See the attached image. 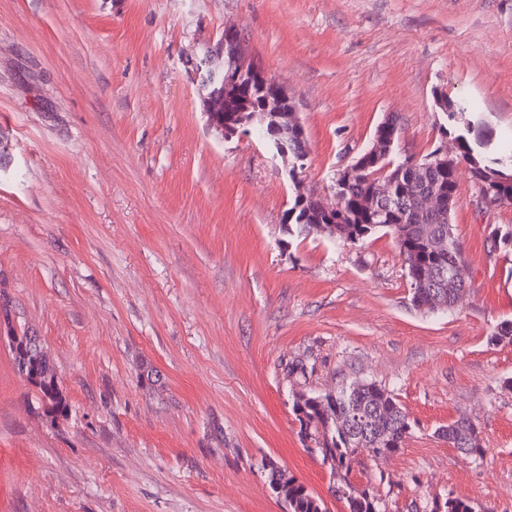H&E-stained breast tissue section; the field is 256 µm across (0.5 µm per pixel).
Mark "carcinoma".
<instances>
[{"instance_id":"cac0c4a2","label":"carcinoma","mask_w":512,"mask_h":512,"mask_svg":"<svg viewBox=\"0 0 512 512\" xmlns=\"http://www.w3.org/2000/svg\"><path fill=\"white\" fill-rule=\"evenodd\" d=\"M244 91L251 94L254 110H263L265 94L258 86V78L245 76L241 80ZM447 116L459 123L457 137L465 140L460 158L470 168L483 173L494 185L491 177L500 174L504 168L500 162L512 161V146L491 156L481 149V143L467 139L471 121L466 115L468 107L464 102H448ZM390 159L383 160L365 171L357 180L344 189L346 197L345 213L336 219L334 228L328 235L356 244L372 234L384 230L396 241L402 255L410 281L432 272L443 274V285H426L412 289L414 307L427 311L439 308L446 311L454 307L460 291L466 287V266L459 244L454 239L448 219L421 211L425 190L435 188L458 203L456 171L434 170L423 173L422 178L411 180V170L403 172L393 196L388 199L383 210L370 215L362 210L361 201L374 189V174L383 171ZM318 216L314 205L308 204L304 220L293 219L288 224V233H296L305 238L317 232ZM448 237V251L436 255L428 247L431 235ZM29 334L19 335L23 344L22 353L12 354L15 366L26 359L36 369L38 380L34 382L38 390V405L43 413L52 417L67 413L69 403L60 387L55 367L46 349L37 344H25ZM323 394L310 395L300 405H293V412L300 424L303 438L314 445L312 452L322 460L333 458L337 462L334 471L332 494L348 503L349 512H380L375 495L358 491L350 480L353 464L357 459L360 436L365 434L371 440L374 454L381 457L401 447L410 425L405 412L393 395L385 388L366 382L362 385H349L339 389L333 401L322 404L318 399ZM448 444L459 449L468 457H483L477 436V426L469 419L459 418L441 429ZM269 483L281 488L284 499L288 500V512H327L321 498L314 496L295 477L276 464H267ZM431 512H473L472 507L457 498H446L444 503H435Z\"/></svg>"}]
</instances>
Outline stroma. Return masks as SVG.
<instances>
[{"instance_id": "obj_1", "label": "stroma", "mask_w": 512, "mask_h": 512, "mask_svg": "<svg viewBox=\"0 0 512 512\" xmlns=\"http://www.w3.org/2000/svg\"><path fill=\"white\" fill-rule=\"evenodd\" d=\"M228 27L298 104L305 192L391 116L397 157L453 145L440 96L512 142V0H0V338L39 336L69 403L37 410L0 341V512H285L270 461L348 512L292 405L365 381L410 423L350 474L382 512H512V204L459 163L468 287L430 314L391 235L288 234L287 161L215 131L191 74ZM461 417L484 458L439 436Z\"/></svg>"}]
</instances>
